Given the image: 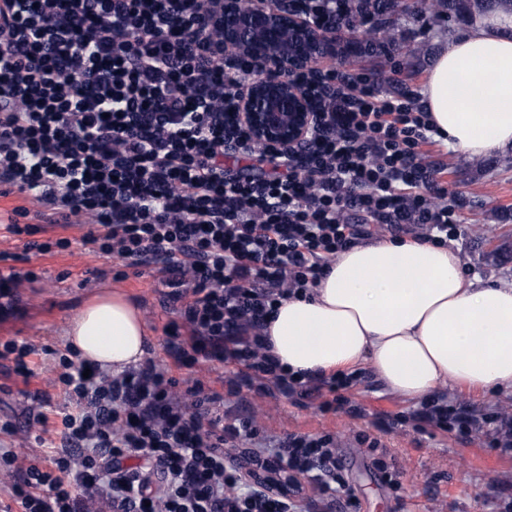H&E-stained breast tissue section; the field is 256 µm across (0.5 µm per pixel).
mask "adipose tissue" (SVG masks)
Wrapping results in <instances>:
<instances>
[{
	"label": "adipose tissue",
	"instance_id": "adipose-tissue-1",
	"mask_svg": "<svg viewBox=\"0 0 512 512\" xmlns=\"http://www.w3.org/2000/svg\"><path fill=\"white\" fill-rule=\"evenodd\" d=\"M492 17L439 53L423 104L442 140L473 156L512 148V34ZM263 334L294 374L370 368L423 401L467 384L512 391V284L464 277L453 246L375 239L340 253L311 296L283 301ZM81 360L115 372L141 363L149 331L136 302L109 289L66 330Z\"/></svg>",
	"mask_w": 512,
	"mask_h": 512
}]
</instances>
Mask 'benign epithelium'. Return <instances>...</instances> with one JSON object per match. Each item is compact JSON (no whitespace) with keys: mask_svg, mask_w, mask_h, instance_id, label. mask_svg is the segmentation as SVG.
I'll use <instances>...</instances> for the list:
<instances>
[{"mask_svg":"<svg viewBox=\"0 0 512 512\" xmlns=\"http://www.w3.org/2000/svg\"><path fill=\"white\" fill-rule=\"evenodd\" d=\"M216 27L224 62L248 59L260 69L237 102V119L255 146L276 145L287 152L307 139L320 117L297 77L336 54V42L288 3L224 0Z\"/></svg>","mask_w":512,"mask_h":512,"instance_id":"benign-epithelium-1","label":"benign epithelium"}]
</instances>
